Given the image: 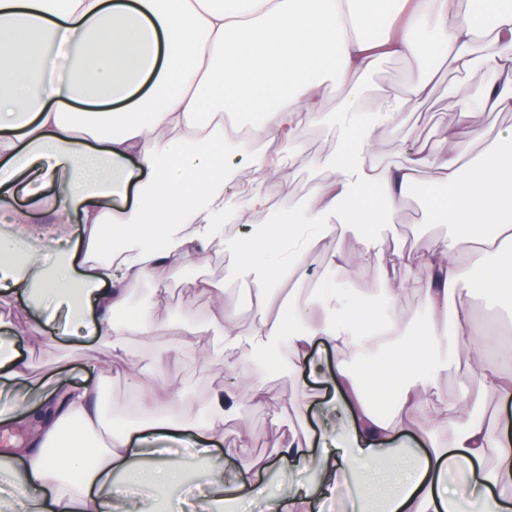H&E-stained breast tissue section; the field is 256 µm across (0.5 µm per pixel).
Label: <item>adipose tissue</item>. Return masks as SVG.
I'll use <instances>...</instances> for the list:
<instances>
[{
    "instance_id": "adipose-tissue-1",
    "label": "adipose tissue",
    "mask_w": 512,
    "mask_h": 512,
    "mask_svg": "<svg viewBox=\"0 0 512 512\" xmlns=\"http://www.w3.org/2000/svg\"><path fill=\"white\" fill-rule=\"evenodd\" d=\"M483 35L492 51L480 49ZM390 57L416 60L420 76L400 93L370 89L368 76ZM441 65L483 77L476 95L448 96L464 126L437 146L403 150L396 166H372L380 134L428 98ZM332 86L343 91L340 128L355 132L354 145L339 144L335 181L237 245L238 270L265 302L323 239L351 226L381 279L363 296L339 285L295 301L284 323L246 333L225 323L224 345L240 349L242 363L284 346L297 370L331 382L322 423L344 434L319 454L306 432L274 442L250 466L251 490L291 456L317 470L323 497L347 491L353 512H464L469 503L512 512V372L491 364L467 301L477 272L488 295L512 296V128L478 151L467 140L483 113L512 112V0H375L363 11L355 0H0V290L63 310L68 335L98 337L124 356L128 336L152 327L143 313L115 319L127 285L160 266L179 273L220 235L230 200L217 170L233 166L251 209L265 205L257 186L274 170L256 167L250 141L223 153L225 121L293 157ZM422 184L447 189L439 220L453 234L424 252L386 248L360 190L374 187L393 216ZM21 198L47 206L48 219L31 222ZM471 224L490 230L474 238ZM399 266L426 278L415 333L395 315L407 289L392 275ZM322 343L335 350V369L313 357ZM387 351L398 405L384 418L344 361ZM460 356L501 404L495 422L462 399L428 408L437 376ZM33 384L29 361L0 336V424H28L25 442L0 454V512H144L140 498L115 489L139 482L132 457H160L157 489L178 487L183 461L163 456L161 440L196 430L223 440L224 418L240 404L219 390L196 411L180 388L159 400L140 384L143 419L119 424L90 462L80 446L109 423L96 392L60 374L40 396ZM408 435L420 436L422 451L374 469ZM225 500L244 493L216 469L193 508L219 512Z\"/></svg>"
}]
</instances>
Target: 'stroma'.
I'll return each mask as SVG.
<instances>
[{
	"mask_svg": "<svg viewBox=\"0 0 512 512\" xmlns=\"http://www.w3.org/2000/svg\"><path fill=\"white\" fill-rule=\"evenodd\" d=\"M482 82L477 73L441 70L430 96L417 105H409L399 123L389 132L383 133L372 162L387 166L400 162L397 152L401 146L433 145L447 135L449 128L459 123L458 113L448 109V92L469 95L476 92ZM341 94L327 91L321 114L306 131L303 140L307 157L293 169L259 185V192L266 199L263 212L251 215L247 221L228 220L224 223V235L211 248L203 260H192L177 274L157 268L152 278L131 284L125 315L132 316L148 312L154 322V331L149 336L131 337L129 348L123 359L117 360L107 346L93 336L64 335L58 323H45L33 309L21 302H0V319L14 326L13 336L17 349L30 361L35 377L45 378L58 369H66L72 381L98 384L100 395L106 400L113 417H123L138 398L133 386L135 374L149 375L154 389L173 384L185 387L196 401L208 400L215 390L225 383L224 369L238 367L236 352L221 350L218 353L222 368H215L191 350L167 364H159V353L175 348L181 341L194 340L218 345L223 328L214 321L215 308L205 295L194 296L187 284L194 279L209 280L224 291V307L227 316L241 330H249L263 320L283 317L296 291L303 284L316 283L324 288L343 284L352 294L359 295L372 288L379 274L376 262H360L362 244L353 231H345L343 241L335 237L324 239L315 252V259L302 273L300 280L280 281L275 295L263 305L255 300H242L238 291L242 286L233 270V251L238 241L254 229L278 222L287 215L290 207L301 203L319 184L332 182L336 178V151L338 148L337 108ZM438 201L429 200L426 190L408 199L403 209L393 219H379L376 231L386 246L397 250L423 251L434 246L436 241L447 236L448 225L437 219ZM342 248L350 258L358 260L357 268L332 270L323 263L325 253ZM165 282L168 288L166 301L156 302L153 288L156 282ZM41 330L44 340L31 342L33 330ZM109 365L110 373L104 380H97L99 366ZM261 389L264 398L271 399L282 394L295 396L297 411L280 425H272L266 408L250 403L254 389ZM481 399L480 409L486 419H494L497 402L488 395H481L479 388L469 376L465 359H458L447 373L437 381L430 400L440 403L443 399L457 396L461 391ZM238 391L247 402L235 415L224 419V440L212 445L211 461L231 473L252 462L258 461L278 439L287 438L291 430L307 426L312 435H320L319 424L321 401L331 394L332 388L320 385L293 371L287 351H280L277 358L265 362L251 363L249 371L238 382ZM267 486L256 495L247 512H266L265 501L291 488L311 484L308 471L298 469L289 462L269 470Z\"/></svg>",
	"mask_w": 512,
	"mask_h": 512,
	"instance_id": "1",
	"label": "stroma"
}]
</instances>
